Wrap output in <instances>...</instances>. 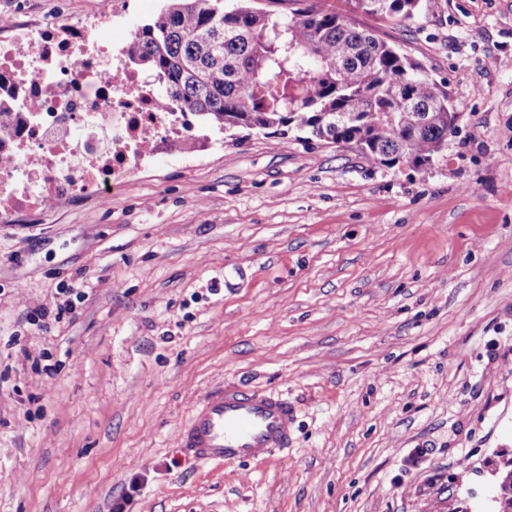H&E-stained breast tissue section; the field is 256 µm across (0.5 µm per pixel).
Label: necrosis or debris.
Instances as JSON below:
<instances>
[{
    "mask_svg": "<svg viewBox=\"0 0 512 512\" xmlns=\"http://www.w3.org/2000/svg\"><path fill=\"white\" fill-rule=\"evenodd\" d=\"M127 0L66 27L51 14L27 26L0 20V223L77 195L108 204L112 188L160 155L192 151L200 131L129 62Z\"/></svg>",
    "mask_w": 512,
    "mask_h": 512,
    "instance_id": "obj_1",
    "label": "necrosis or debris"
}]
</instances>
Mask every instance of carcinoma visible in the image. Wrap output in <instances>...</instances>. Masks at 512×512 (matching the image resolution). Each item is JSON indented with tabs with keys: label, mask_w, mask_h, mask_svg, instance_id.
<instances>
[{
	"label": "carcinoma",
	"mask_w": 512,
	"mask_h": 512,
	"mask_svg": "<svg viewBox=\"0 0 512 512\" xmlns=\"http://www.w3.org/2000/svg\"><path fill=\"white\" fill-rule=\"evenodd\" d=\"M277 15L251 0H165L129 41L130 61L175 102L223 133L295 128L354 145L394 167L431 164L448 145V84L335 7L292 0ZM371 16L410 21L438 0H350Z\"/></svg>",
	"instance_id": "cac0c4a2"
}]
</instances>
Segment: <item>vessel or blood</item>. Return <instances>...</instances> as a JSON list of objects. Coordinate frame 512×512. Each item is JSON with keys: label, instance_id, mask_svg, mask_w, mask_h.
Masks as SVG:
<instances>
[{"label": "vessel or blood", "instance_id": "1", "mask_svg": "<svg viewBox=\"0 0 512 512\" xmlns=\"http://www.w3.org/2000/svg\"><path fill=\"white\" fill-rule=\"evenodd\" d=\"M293 408L280 395L256 388L216 387L195 405L180 445L201 463L244 461L287 448Z\"/></svg>", "mask_w": 512, "mask_h": 512}]
</instances>
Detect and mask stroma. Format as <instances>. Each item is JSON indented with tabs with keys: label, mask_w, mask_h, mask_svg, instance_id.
<instances>
[{
	"label": "stroma",
	"mask_w": 512,
	"mask_h": 512,
	"mask_svg": "<svg viewBox=\"0 0 512 512\" xmlns=\"http://www.w3.org/2000/svg\"><path fill=\"white\" fill-rule=\"evenodd\" d=\"M357 20L447 82L433 166L211 132L109 206L0 224V512H502L512 0ZM234 385L287 397L293 443L199 463L180 430Z\"/></svg>",
	"instance_id": "35a3bbf8"
}]
</instances>
